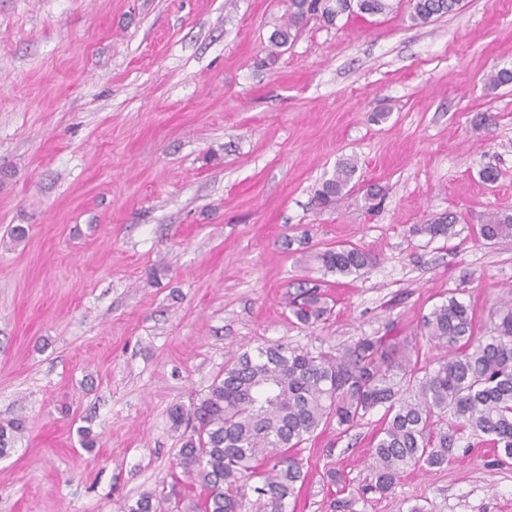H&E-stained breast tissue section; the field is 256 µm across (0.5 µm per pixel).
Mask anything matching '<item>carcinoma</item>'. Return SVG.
I'll use <instances>...</instances> for the list:
<instances>
[{"instance_id":"carcinoma-1","label":"carcinoma","mask_w":512,"mask_h":512,"mask_svg":"<svg viewBox=\"0 0 512 512\" xmlns=\"http://www.w3.org/2000/svg\"><path fill=\"white\" fill-rule=\"evenodd\" d=\"M458 3L413 0L410 19L427 24ZM393 9V0H291L288 19L269 37L270 55L294 40L308 15L332 26L344 14L378 16ZM356 170L352 159L339 162L322 184L321 200H341ZM457 223L450 213L422 231L448 237ZM511 236L512 214L490 213L478 225L485 242ZM317 259L340 277L358 276L374 264L369 252L351 245L328 248ZM287 308L304 328L328 313L317 283L288 295ZM420 335L443 351L421 378L408 345L390 336L362 337L334 353L274 342L233 355L207 393L188 408L176 404L169 411L182 441L175 467L198 490L199 512H248L251 494L269 512H287L304 481L301 445L333 421L346 432L377 407L384 408L385 424L371 451L373 477L359 493L338 500V512H356L358 500L387 494L409 469L447 463L455 440L435 431L440 416L490 437L497 452L512 459V300L491 315L490 334L477 338L470 306L450 296L422 317ZM23 430L22 418L0 423V456ZM155 501L144 493L125 512H157Z\"/></svg>"}]
</instances>
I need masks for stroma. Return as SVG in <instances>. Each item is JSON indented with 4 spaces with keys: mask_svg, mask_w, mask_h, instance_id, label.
I'll return each instance as SVG.
<instances>
[{
    "mask_svg": "<svg viewBox=\"0 0 512 512\" xmlns=\"http://www.w3.org/2000/svg\"><path fill=\"white\" fill-rule=\"evenodd\" d=\"M409 3L310 19L273 56L288 0H0V423L27 422L0 456V512H124L169 487L170 408L239 349L395 336L425 371L440 352L421 317L451 295L486 334L512 291V237L477 236L512 213V83L487 84L512 71V0H460L424 25ZM346 158L354 191L319 204ZM451 212L453 236L419 233ZM339 244L374 265L324 272L318 253ZM315 279L332 314L302 328L286 297ZM382 421L319 428L290 512H334L367 484ZM437 427L455 431L448 465L357 512H512V460ZM512 236V214L490 213L478 225V237L485 242Z\"/></svg>",
    "mask_w": 512,
    "mask_h": 512,
    "instance_id": "35a3bbf8",
    "label": "stroma"
}]
</instances>
